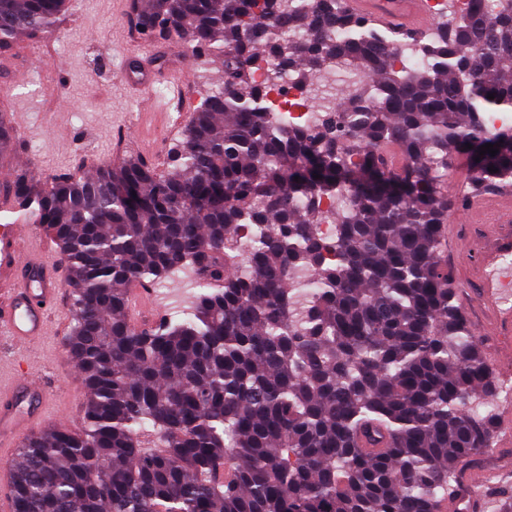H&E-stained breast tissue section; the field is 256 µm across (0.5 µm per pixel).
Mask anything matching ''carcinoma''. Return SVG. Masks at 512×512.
Wrapping results in <instances>:
<instances>
[{"instance_id": "1", "label": "carcinoma", "mask_w": 512, "mask_h": 512, "mask_svg": "<svg viewBox=\"0 0 512 512\" xmlns=\"http://www.w3.org/2000/svg\"><path fill=\"white\" fill-rule=\"evenodd\" d=\"M66 7L0 0V55ZM448 7L429 41L345 0H133L137 33L219 60L222 84L166 172L129 157L0 188L63 256L89 390L82 430L22 443L14 512H445L500 392L443 256L468 201L448 170L512 186V125L487 124L512 112V0ZM409 43L424 62L399 66ZM338 64L361 78L333 109L272 111L282 79L307 93ZM15 146L1 110L0 157ZM185 269L182 316L128 321L132 288Z\"/></svg>"}]
</instances>
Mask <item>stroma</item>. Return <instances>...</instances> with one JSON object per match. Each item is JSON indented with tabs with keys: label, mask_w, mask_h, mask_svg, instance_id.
Wrapping results in <instances>:
<instances>
[{
	"label": "stroma",
	"mask_w": 512,
	"mask_h": 512,
	"mask_svg": "<svg viewBox=\"0 0 512 512\" xmlns=\"http://www.w3.org/2000/svg\"><path fill=\"white\" fill-rule=\"evenodd\" d=\"M131 5L132 0H69L53 32L19 37L12 56L0 59V103L18 124L19 146L7 159L9 172L28 170L49 182L91 174L130 156L166 169L202 93L220 82L221 66L193 56L182 42L142 38L132 25ZM137 57L149 68L186 66L180 111L166 109V81H156L144 99L124 80V68ZM462 307L499 379L500 400L512 398V366L496 362L489 314L473 297H463ZM70 319L69 307H62L52 314L47 335L23 350L0 333V387L10 388L21 366L43 378L52 389L54 427L84 421L88 390L66 351Z\"/></svg>",
	"instance_id": "stroma-1"
}]
</instances>
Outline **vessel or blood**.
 Here are the masks:
<instances>
[{
    "label": "vessel or blood",
    "instance_id": "1",
    "mask_svg": "<svg viewBox=\"0 0 512 512\" xmlns=\"http://www.w3.org/2000/svg\"><path fill=\"white\" fill-rule=\"evenodd\" d=\"M347 6L379 25L400 30L421 31L432 21L427 0H348ZM465 216L489 228L490 248L470 264L473 272L479 273L493 267L501 254L512 251V196L476 197ZM16 244V228L0 234V332L25 344L45 334L60 282L52 263L19 259ZM481 300L484 307L496 312L494 333L512 335V311L499 308V289L492 278H485ZM47 391L45 384L29 374L9 392H0V436H20L45 420Z\"/></svg>",
    "mask_w": 512,
    "mask_h": 512
}]
</instances>
